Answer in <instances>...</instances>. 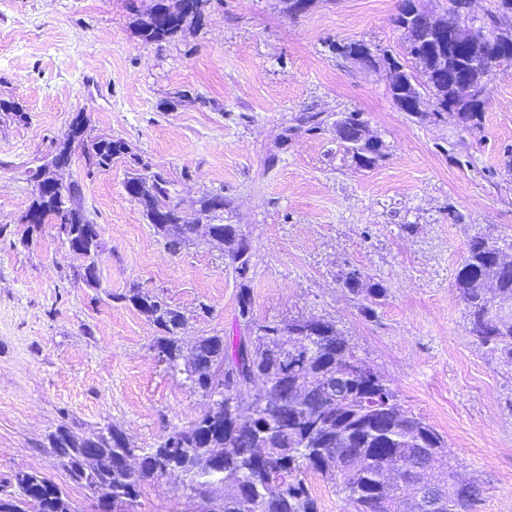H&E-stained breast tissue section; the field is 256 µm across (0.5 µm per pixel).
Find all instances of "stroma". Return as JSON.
Wrapping results in <instances>:
<instances>
[{"instance_id": "1", "label": "stroma", "mask_w": 512, "mask_h": 512, "mask_svg": "<svg viewBox=\"0 0 512 512\" xmlns=\"http://www.w3.org/2000/svg\"><path fill=\"white\" fill-rule=\"evenodd\" d=\"M154 0H0V481L19 471L53 481L70 512H100L46 448L64 424L80 435L117 427L146 448L210 400L171 373L149 318L120 294L137 285L179 310L185 347L237 336L239 286L223 253L179 250L125 190L129 165L78 182L98 224L99 285L43 225L23 242L40 165L86 112V135L123 139L172 182L194 216L223 195L252 244L253 314L280 325L335 323L402 407L448 443L459 478L480 480V512H512V361L468 331L455 276L470 239H512V67L488 79L481 128L410 119L388 93L386 63L367 70L333 53L361 40L407 62L399 0H211L201 24L148 44L136 21ZM342 112L362 113L385 156L356 169L336 140ZM319 114L321 131L304 116ZM356 267L384 297L365 316L340 286ZM137 512H201L179 474L146 481Z\"/></svg>"}]
</instances>
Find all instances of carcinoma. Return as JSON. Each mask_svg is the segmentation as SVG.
<instances>
[{"label":"carcinoma","instance_id":"cac0c4a2","mask_svg":"<svg viewBox=\"0 0 512 512\" xmlns=\"http://www.w3.org/2000/svg\"><path fill=\"white\" fill-rule=\"evenodd\" d=\"M210 0H165L155 4L139 21L140 35L147 43L160 44L198 22L203 14L197 4ZM494 6L483 19L492 37L482 40L458 23L453 12L440 18L444 27L457 32L453 42L438 37L423 38L424 25H407L406 9L411 0H401L395 24L402 29L410 69L394 58L391 61L389 94L399 109L417 122L429 116L442 118L452 107L454 95L439 76V58H448V69L472 84L475 107L455 113L458 122L473 129L482 124L487 99L488 77L493 71L474 69L473 62L499 54L512 43V0H493ZM337 54L349 57L370 49L363 41L337 42ZM429 92L436 112H413L405 104L410 98ZM87 119L75 114L68 132L55 144L56 158L69 159V144L80 149L83 158L95 160L86 168L91 176L129 160L141 166L134 182H126L129 195L143 205L148 223H154L156 210L168 219L163 235L171 248L191 240L202 221L213 225L218 234L212 245L224 253L227 266L238 282L237 321L248 332L259 327L267 338H256L250 365L242 369L246 337L202 336L186 359L178 337L181 313L163 299L149 296L138 286L116 296L143 311L161 332L156 348L167 368L185 375L191 389L208 397L209 409L184 427H173L148 448L134 445L114 427L90 433L98 441L88 466L68 444L72 432L65 425L47 436L48 447L71 476L82 475L83 484L112 489V512H135L145 481L184 467L196 470L190 489L205 501L222 500L220 512H236L239 497L248 495L267 504L265 512H318L319 505L305 480L314 472L333 483L336 491L351 504L353 512H428L420 496L426 484V471L408 474L413 494L401 495V485L386 482L388 470L398 466L409 449L440 448L442 467L448 480L441 484L440 512H479L480 485L470 489L455 479L448 462L447 443L425 420L405 412L397 392L371 383L363 374L348 379L344 390L328 394V381L348 360L352 347L332 322L299 319L285 326L261 322L252 313V246L238 224L224 223L216 215L211 199L201 201L196 218L189 220L172 202L171 182L138 156L122 147L123 140L94 139L85 135ZM358 169H370L385 156L382 140L357 153L339 141ZM77 183L63 185L53 194L32 193L27 212L39 214L40 224L52 225L56 237L61 229L71 230L91 223L82 204ZM500 243L482 236L473 237L467 257L455 277V286L465 306L468 331L480 343L512 360V264L499 259ZM342 287L361 301L362 313H374L373 304L385 288L358 268H350ZM18 494L10 501L20 512H69L61 490L49 479L31 473L13 476Z\"/></svg>","mask_w":512,"mask_h":512}]
</instances>
